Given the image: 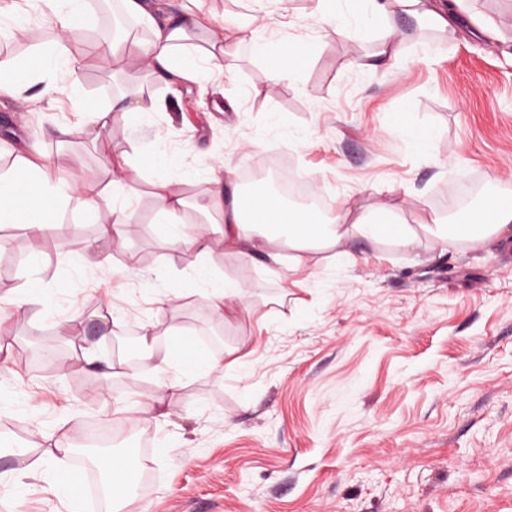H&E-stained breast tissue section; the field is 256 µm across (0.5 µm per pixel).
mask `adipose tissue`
<instances>
[{
    "label": "adipose tissue",
    "instance_id": "1",
    "mask_svg": "<svg viewBox=\"0 0 512 512\" xmlns=\"http://www.w3.org/2000/svg\"><path fill=\"white\" fill-rule=\"evenodd\" d=\"M125 13L146 25L151 36L142 43L140 55L149 70L166 78L195 80L200 72L214 76L224 73L225 58L243 42V34L257 21L247 16L240 21L225 22L213 27L210 12L183 8L161 16L148 0H122ZM374 14L384 19L379 35L377 58L398 64L406 52L407 37L395 24L397 16L416 20L423 31L444 34L448 21L436 0H371ZM267 75L273 83H295L303 67L299 45L286 43L267 49ZM81 70L80 59L63 53L59 45L44 47L33 66L22 69L15 58L0 54V96L21 97L34 85H41L43 96L60 93L76 94ZM160 99L137 93L120 97L110 107L94 103L84 107L89 119L79 126H61L60 140L99 139L112 129L119 119L146 112L165 110ZM214 187L207 193L185 200L174 192L169 181L160 179L154 184V197L159 223H174L179 212L191 208L201 224L193 231L169 234V249L181 250L201 246L208 225L215 224L224 239L242 258L266 256L276 264L282 276L293 277L305 271L310 255L330 251L335 256L352 259L350 244L365 240L374 244L392 243L406 250L418 248L424 235H431L438 248H447L450 241L468 242L471 248L485 247L490 238H512V196H501L488 220L478 224H449L444 217L433 216L420 224L405 223L402 204L380 205L362 209L343 206L336 216H312L310 209L286 205L274 192H267L252 211H245L239 196L224 197L220 184L224 178L223 163L210 168ZM70 206L90 214L111 209V223L101 225L98 234L87 245L89 251L101 246L120 247L124 227L131 212L111 206L110 192L87 194L77 178L54 175L27 163L0 172V223L21 224L32 233H41L57 223L62 206ZM162 364H175L177 374L163 382L162 391L181 388L183 378L222 368L224 359L208 354L191 339L179 338L166 349Z\"/></svg>",
    "mask_w": 512,
    "mask_h": 512
}]
</instances>
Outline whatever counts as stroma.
<instances>
[{
  "label": "stroma",
  "instance_id": "1",
  "mask_svg": "<svg viewBox=\"0 0 512 512\" xmlns=\"http://www.w3.org/2000/svg\"><path fill=\"white\" fill-rule=\"evenodd\" d=\"M317 0H265L257 38L308 52L297 83L273 85L250 45L227 58V76L170 85L137 57L99 55L107 43L91 16L68 54L82 61L80 94L0 98V153L56 173L81 174L86 192L108 182L103 155L129 159L134 216L124 249L89 254L112 214L65 209L33 234L0 226V446L32 448L28 491L0 483V512H68L59 484L66 457L46 459L60 433L162 395L139 422L153 446L152 483L127 512H512V241L473 250L425 243L414 251L354 242L356 263L315 254L298 282L267 273L214 240L207 278L193 250H171L156 221L151 184L164 176L182 195L209 190V163L241 189L240 168L279 158L300 168L333 207H373L411 190V224L443 214L464 181L512 195V0H468L447 37L412 39L400 67L361 66L377 49L378 26L362 0H332L350 25L344 41L322 39ZM57 38L30 11L6 52L20 61ZM126 89L166 109L112 127L109 138L63 143L57 126L86 121L83 101L110 106ZM427 131L415 142L410 130ZM135 262H128V255ZM246 284L254 310L214 317L209 297L225 280ZM48 305L16 315L13 298L31 282ZM82 314V336L60 323ZM152 324L172 341L218 337L233 354L223 370L160 393L170 368L130 374L126 336ZM59 358L40 362L44 343ZM96 360L87 363L84 351Z\"/></svg>",
  "mask_w": 512,
  "mask_h": 512
}]
</instances>
